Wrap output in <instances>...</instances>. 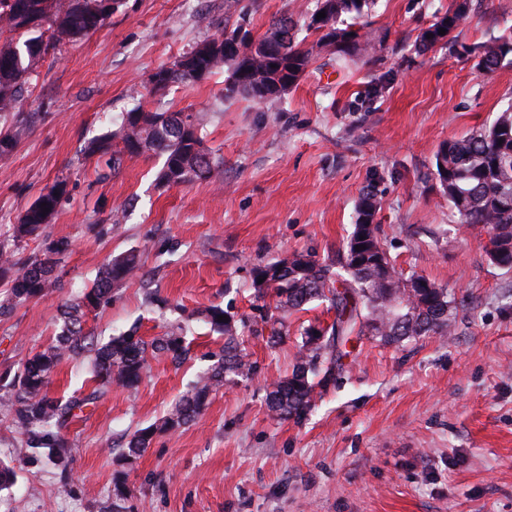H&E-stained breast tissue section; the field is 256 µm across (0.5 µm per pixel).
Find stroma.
Listing matches in <instances>:
<instances>
[{
  "label": "stroma",
  "instance_id": "1",
  "mask_svg": "<svg viewBox=\"0 0 512 512\" xmlns=\"http://www.w3.org/2000/svg\"><path fill=\"white\" fill-rule=\"evenodd\" d=\"M243 3L260 35L284 14L304 21L316 0ZM449 4L378 0L362 34L383 51L342 67L308 33L309 67L271 105L227 96L222 72L150 91L154 69L236 22L224 0H118L97 32L39 61L6 118L27 133L0 153V239L62 180L46 233L70 249L59 287L0 317V373L43 349L61 305L129 251L138 277L88 314L87 331L101 343L132 328L150 340L182 324L191 357L156 356L137 391L112 388L78 413L65 478L0 417V464L16 473L0 512H108L119 477L134 512H512V271L488 261V229L456 222L434 166L444 143L512 101V65L484 72L474 51L512 31V0H472L448 45L416 54L417 35ZM139 106L202 115L220 179L168 188L156 181L162 157L116 168L83 154ZM371 184L385 249L399 271L455 292L454 329L399 344L365 337L305 419L275 418L267 384L291 373L301 328L334 315L313 302L270 343L278 313L255 298L252 270L294 254L335 259ZM213 305L245 323L253 372L226 380L196 423L118 464L111 445L163 417L218 351L205 318Z\"/></svg>",
  "mask_w": 512,
  "mask_h": 512
}]
</instances>
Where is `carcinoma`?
I'll use <instances>...</instances> for the list:
<instances>
[{"mask_svg": "<svg viewBox=\"0 0 512 512\" xmlns=\"http://www.w3.org/2000/svg\"><path fill=\"white\" fill-rule=\"evenodd\" d=\"M375 0H316L314 13L323 12L338 22L351 19L345 27H334L336 41L330 43L336 60L357 55H374L381 44L360 41L354 21L368 15ZM468 12V0H453L445 13L422 29L413 48L423 53L437 45L448 44V34ZM103 0H0V32L13 38L0 45V114L16 109L18 95L28 83L34 66L64 40L83 39L103 26ZM445 34H439L440 29ZM273 45L275 54L245 64L246 51L231 45L224 54L201 63L207 75L227 74L226 91L241 94L257 103L270 99L258 96L253 87V73L273 65L288 64L291 85L306 71L312 50L298 40L297 23L288 17L272 21L259 37ZM478 66L485 72L499 68L512 55V33L492 37L476 47ZM202 117L198 114L156 112L154 119L138 126L121 122L115 130L89 141L84 147L88 157L111 156L120 164L124 156L160 155L164 163L157 174L158 182L179 187L196 180L220 176V163L210 154L203 161H191L194 144L202 143ZM435 176L448 205L461 223L490 229L497 251L488 252L489 262L512 270V102L503 108L489 125L473 128L465 136L450 140L435 155ZM62 198L40 194L28 208L30 219L15 226L12 242L0 240V277L9 276L8 295L0 301V316L17 306L37 299L57 285L54 276L60 256L70 249L65 240L45 243L42 253L25 261L16 258L18 246L25 239L45 236L49 221L43 208L55 215ZM376 194L366 189L358 203V217L345 245L335 261L321 262L309 255L294 254L281 261L253 269L252 284L265 280L266 287L254 288L257 299L272 298L275 309L297 313L308 303L326 302L335 311L333 322L321 328L324 339L313 342L315 325L303 329L299 358L292 373L266 386L269 410L281 419L301 421L315 406L320 391L336 382V370L352 356L362 337L374 332L386 342L400 341L430 334L448 335L452 331L455 294L447 288L416 274L405 276L379 237L376 222ZM371 224L368 247L355 253L353 240L362 225ZM137 257L128 253L109 261L100 271L81 300L62 305L61 330L42 350L27 358L13 378L0 379V416L24 436L28 450L46 455L67 473L68 440L65 429L73 412L92 404L116 385L135 391L149 370V358L166 354L175 362L186 359L189 349L180 333L145 340L132 329L100 344L84 331L87 313L108 304L115 286L136 274ZM224 316L227 322L218 320ZM210 331L224 339V345L209 355L213 364L200 374L190 391L181 396L159 421L130 435L119 461L141 456L153 437L193 422L204 410L210 395L224 386V379L249 368L246 355L236 339L246 325L237 323L220 306L206 312ZM88 357L91 363L92 391L82 398L66 401L49 395L51 377L66 357ZM112 512H133L120 505L131 497L125 482L114 488Z\"/></svg>", "mask_w": 512, "mask_h": 512, "instance_id": "1", "label": "carcinoma"}]
</instances>
